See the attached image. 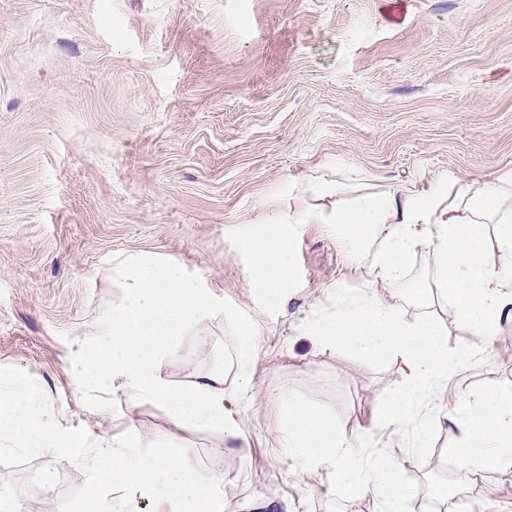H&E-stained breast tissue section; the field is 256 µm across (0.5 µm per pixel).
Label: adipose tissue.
I'll use <instances>...</instances> for the list:
<instances>
[{"label": "adipose tissue", "instance_id": "1", "mask_svg": "<svg viewBox=\"0 0 512 512\" xmlns=\"http://www.w3.org/2000/svg\"><path fill=\"white\" fill-rule=\"evenodd\" d=\"M334 222L345 247L357 260H370L381 279L401 286L420 301L425 289L407 285L408 264L418 250L433 257L432 286L475 335L496 336L512 323V176L492 182L462 183L455 191L436 186L417 195L394 192L360 199ZM501 253L498 265L485 259L488 238ZM238 245L251 258V278L270 298H278L292 270L290 241L270 225L261 235L242 236ZM112 284L122 294L101 330L107 341L86 355L81 368L93 381L121 379L130 400L150 398L167 410L168 443L184 431L239 438L226 413L234 397L224 387V370L214 367L175 384L163 375L180 336L219 310L203 284L186 278L174 262L130 255L112 266ZM54 449L60 462L73 463L86 449L97 451L89 482L111 488V498L94 497L88 512H142L140 492L163 499L171 512H224L223 449L215 466L200 475L179 456L142 453L110 431L92 433L65 426L38 407L36 396L13 383L0 384V456L15 449Z\"/></svg>", "mask_w": 512, "mask_h": 512}]
</instances>
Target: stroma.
I'll return each mask as SVG.
<instances>
[{
  "label": "stroma",
  "mask_w": 512,
  "mask_h": 512,
  "mask_svg": "<svg viewBox=\"0 0 512 512\" xmlns=\"http://www.w3.org/2000/svg\"><path fill=\"white\" fill-rule=\"evenodd\" d=\"M508 172L512 0H0V377L62 424L158 446L166 410L84 383L77 362L104 342L113 262L175 261L224 309L163 372L179 383L204 359L223 366L240 428L228 443L187 434L176 455L204 475L223 446L230 512H327L330 467L296 469L281 447V388L351 431L409 370L375 371L299 327L341 283L406 320L422 310L352 260L332 218L363 196ZM303 212L325 221L293 225L290 283L269 301L236 241ZM484 345V362L449 379L448 406L476 383L512 384V325ZM53 465L50 448L0 456V502H81L85 468L66 466L62 487L43 481ZM455 475L465 488L436 512H512V467Z\"/></svg>",
  "instance_id": "1"
}]
</instances>
